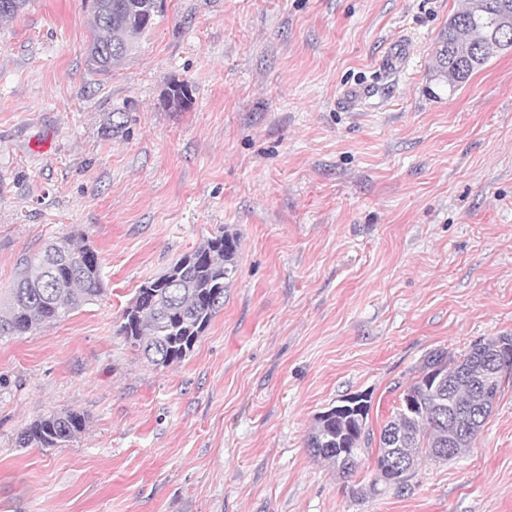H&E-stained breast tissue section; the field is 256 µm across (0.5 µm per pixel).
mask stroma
<instances>
[{
    "label": "stroma",
    "mask_w": 512,
    "mask_h": 512,
    "mask_svg": "<svg viewBox=\"0 0 512 512\" xmlns=\"http://www.w3.org/2000/svg\"><path fill=\"white\" fill-rule=\"evenodd\" d=\"M463 4L165 0L107 75L87 0L0 25V303L64 239L105 288L0 339V512H512V373L471 448L406 492L352 496L375 451L346 478L306 446L342 398L369 395L380 432L428 353L512 336V48L449 88L436 58ZM220 230L239 241L224 306L154 367L123 313ZM63 409L87 418L76 439L16 447Z\"/></svg>",
    "instance_id": "35a3bbf8"
}]
</instances>
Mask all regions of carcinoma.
<instances>
[{"instance_id":"obj_1","label":"carcinoma","mask_w":512,"mask_h":512,"mask_svg":"<svg viewBox=\"0 0 512 512\" xmlns=\"http://www.w3.org/2000/svg\"><path fill=\"white\" fill-rule=\"evenodd\" d=\"M0 23L10 22L28 0H6ZM94 35L89 63L102 74L121 65L138 41L156 24L163 8L156 0H91ZM512 48V0H466L448 22V37L438 51L437 69L455 88L495 54ZM189 84L168 88L175 108L191 103ZM238 239L219 232L183 256L163 276L144 282L128 306L119 333L157 367L179 363L193 349L218 309L224 283L235 270ZM102 291L97 253L88 245L64 239L34 257L19 261V273L6 305L0 308V337L22 336L61 321ZM512 353V336L475 342L462 357L440 350L429 353L399 396V404L382 427L369 487H353L360 496L408 489L419 460L448 461L464 453L493 409L503 373L499 363ZM370 400L365 394L320 413L307 438L310 453L341 474L354 473L372 443L368 426ZM86 427L84 414L64 409L33 421L16 438L19 448H56ZM409 463L400 474L385 468L389 459Z\"/></svg>"}]
</instances>
